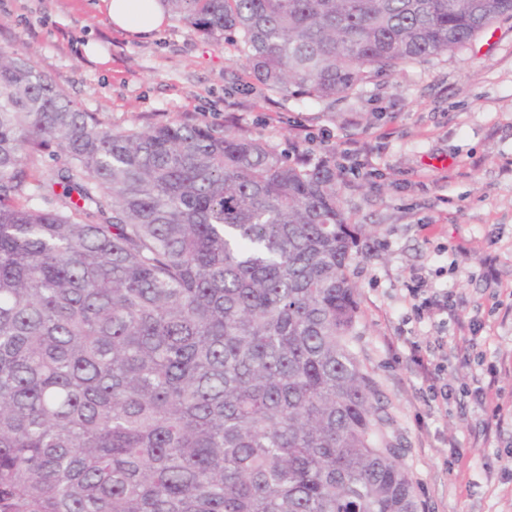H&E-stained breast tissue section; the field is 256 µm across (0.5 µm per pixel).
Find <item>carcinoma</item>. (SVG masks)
I'll list each match as a JSON object with an SVG mask.
<instances>
[{
  "mask_svg": "<svg viewBox=\"0 0 512 512\" xmlns=\"http://www.w3.org/2000/svg\"><path fill=\"white\" fill-rule=\"evenodd\" d=\"M161 2L315 101L512 19V0ZM338 181L208 127L114 128L0 49V512H418L351 347L362 229Z\"/></svg>",
  "mask_w": 512,
  "mask_h": 512,
  "instance_id": "cac0c4a2",
  "label": "carcinoma"
}]
</instances>
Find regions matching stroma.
Here are the masks:
<instances>
[{"label": "stroma", "mask_w": 512, "mask_h": 512, "mask_svg": "<svg viewBox=\"0 0 512 512\" xmlns=\"http://www.w3.org/2000/svg\"><path fill=\"white\" fill-rule=\"evenodd\" d=\"M99 4L0 0V48L119 129L179 120L293 162L335 154L342 207L363 227L350 266L355 351L419 510L512 512V19L316 102L260 88L238 42L175 16L157 35L127 37ZM416 285L449 294L448 311L417 320Z\"/></svg>", "instance_id": "obj_1"}]
</instances>
